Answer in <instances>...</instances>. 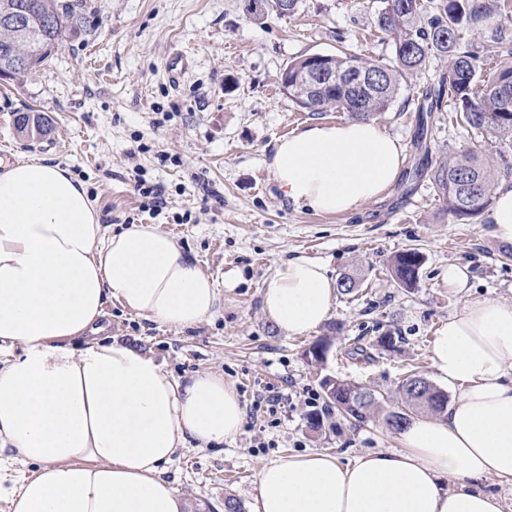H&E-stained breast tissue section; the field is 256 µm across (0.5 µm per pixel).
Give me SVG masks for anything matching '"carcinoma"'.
<instances>
[{
    "instance_id": "1",
    "label": "carcinoma",
    "mask_w": 512,
    "mask_h": 512,
    "mask_svg": "<svg viewBox=\"0 0 512 512\" xmlns=\"http://www.w3.org/2000/svg\"><path fill=\"white\" fill-rule=\"evenodd\" d=\"M13 6L15 16L32 27L34 36L27 42L13 38L11 30L0 27V51L21 61L11 79L44 63L63 42V36L82 26L85 0H0V8ZM498 0H436L433 13L423 14L421 0H384L378 26L395 45L392 63L382 64L361 56L323 54L321 60L307 55L288 63L279 81L288 87V98L308 112H348L358 120H369L386 111L396 98L401 83L437 58L447 65L439 84L425 95L423 112H439L445 101L454 105L458 123L481 130L494 142L512 144V64L492 70L486 60L464 41L463 32L475 31L495 23L494 42L498 54L512 59V19H500ZM334 66L336 74L358 70L374 81L353 93L341 86L320 91L310 88L306 75L314 66ZM22 131L48 132L44 119L34 109L19 115ZM512 173L505 152L459 150L434 171V185L448 205V212L460 220L479 216L491 204L498 172ZM424 256L415 248L397 253L392 269L402 287L413 289L418 283ZM321 387L326 405L332 411L356 422L374 413H384L385 424L394 417L408 418L421 409L439 415L445 412L448 396L434 385L415 391L410 378L402 380L394 397L380 399L375 390L338 378H326Z\"/></svg>"
}]
</instances>
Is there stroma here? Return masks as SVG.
<instances>
[{"instance_id": "1", "label": "stroma", "mask_w": 512, "mask_h": 512, "mask_svg": "<svg viewBox=\"0 0 512 512\" xmlns=\"http://www.w3.org/2000/svg\"><path fill=\"white\" fill-rule=\"evenodd\" d=\"M252 4L87 0L85 24L64 36L48 62L0 82L1 157L62 163L85 184L101 224L157 225L219 285L218 312L183 330L114 301L105 307L112 339L152 356L177 379L221 373L240 395L245 428L234 440L187 446L165 467L189 512H224L228 494L251 512L260 468L284 455L323 451L348 462L397 449V432L381 418L356 424L326 411L322 379L365 384L387 397L411 372L434 379L430 348L449 315L469 299L512 301V245L493 237L482 218L456 219L433 183V166L459 149H488L490 140L459 125L445 102L428 120L431 166L419 179L409 175L421 93L445 63L430 61L376 118L404 147L389 192L352 213L320 214L282 196L271 168L275 148L307 123H344L349 115L299 109L279 76L289 61L315 52L392 61L394 41L377 26L383 0H298L285 17L254 14ZM176 49L188 67L174 83L166 63ZM27 106L46 119L47 135L18 129L16 116ZM138 174L165 186L159 214L142 210L133 192ZM409 248L425 257L411 290L391 272L394 255ZM295 256L359 282L357 293L336 295L325 322L302 336L288 335L262 309L264 288ZM452 265L464 268L465 287L449 289L444 275ZM231 270L238 284L227 288ZM385 333L395 337L393 348H376ZM322 340L326 360L308 361L307 350ZM355 347L369 348L370 358L350 357ZM272 387L287 400L280 426L267 428L254 399ZM314 415L322 421L316 432ZM256 427L260 448L252 443Z\"/></svg>"}]
</instances>
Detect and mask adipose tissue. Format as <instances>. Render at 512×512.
I'll return each instance as SVG.
<instances>
[{
  "label": "adipose tissue",
  "instance_id": "ef3b65f1",
  "mask_svg": "<svg viewBox=\"0 0 512 512\" xmlns=\"http://www.w3.org/2000/svg\"><path fill=\"white\" fill-rule=\"evenodd\" d=\"M402 152L374 121L315 123L279 140L271 166L285 198L346 214L392 187ZM335 288L323 264L291 259L263 309L303 335L327 319ZM112 299L179 329L218 309L212 277L157 226L103 228L61 165H0V449L33 467L12 512H186L164 465L187 441L208 446L241 430L243 407L223 375L181 381L104 337ZM431 366L460 389L445 417L412 421L400 449L346 464L323 452L271 461L253 512H505L478 483L512 480V302L467 301L435 336Z\"/></svg>",
  "mask_w": 512,
  "mask_h": 512
}]
</instances>
